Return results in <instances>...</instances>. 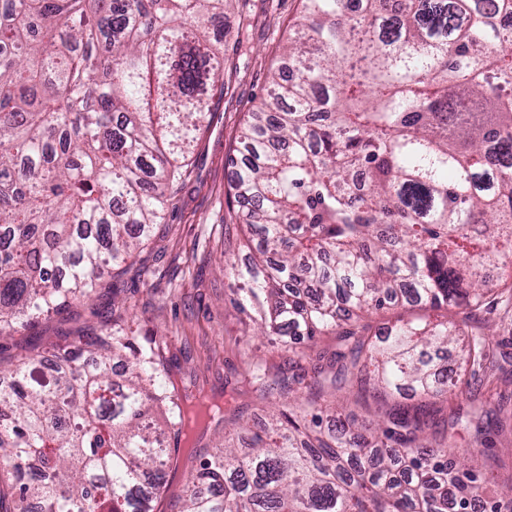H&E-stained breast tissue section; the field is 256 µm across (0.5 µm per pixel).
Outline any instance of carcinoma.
Instances as JSON below:
<instances>
[{
	"label": "carcinoma",
	"mask_w": 512,
	"mask_h": 512,
	"mask_svg": "<svg viewBox=\"0 0 512 512\" xmlns=\"http://www.w3.org/2000/svg\"><path fill=\"white\" fill-rule=\"evenodd\" d=\"M301 31L239 135L228 200L255 244L234 303L283 343L336 336L284 379L245 380L281 409L190 477L182 512H512L475 458L512 312V0H304ZM224 0H0V333L91 298L153 236L212 122ZM403 303L446 313L359 323ZM455 351L458 370L444 359ZM0 368V512H154L193 395L156 338L112 326ZM95 364L87 368L80 358ZM124 359L125 379L112 377ZM348 391L393 399L361 432Z\"/></svg>",
	"instance_id": "carcinoma-1"
}]
</instances>
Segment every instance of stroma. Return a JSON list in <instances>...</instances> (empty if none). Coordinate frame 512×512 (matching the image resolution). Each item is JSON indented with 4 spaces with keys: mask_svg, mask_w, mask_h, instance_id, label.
<instances>
[{
    "mask_svg": "<svg viewBox=\"0 0 512 512\" xmlns=\"http://www.w3.org/2000/svg\"><path fill=\"white\" fill-rule=\"evenodd\" d=\"M301 10L302 0H225L220 30L224 91L152 244L115 279L114 289L35 327L0 336V364L6 366L18 355L43 353L80 331L111 324L118 313L137 335L163 344L180 386L222 394L223 413L212 420L195 452L178 454L155 512H179L187 478L222 444L224 424L235 411L266 420L269 399L243 389L251 355H260L279 376L288 373L291 353L258 336L254 323L233 303L231 282L221 268L228 260L245 264L250 256L227 203L231 160L246 115L265 96Z\"/></svg>",
    "mask_w": 512,
    "mask_h": 512,
    "instance_id": "stroma-1",
    "label": "stroma"
}]
</instances>
